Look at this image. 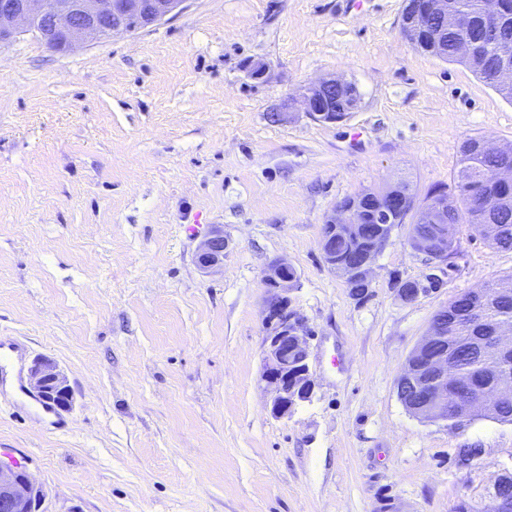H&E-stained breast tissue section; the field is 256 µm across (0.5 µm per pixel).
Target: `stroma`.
<instances>
[{
	"label": "stroma",
	"mask_w": 512,
	"mask_h": 512,
	"mask_svg": "<svg viewBox=\"0 0 512 512\" xmlns=\"http://www.w3.org/2000/svg\"><path fill=\"white\" fill-rule=\"evenodd\" d=\"M403 6L188 0L68 51L33 33L0 47V336L73 392L63 430L0 401V448L28 452L48 512H488L512 424L417 418L397 381L437 311L512 276V251L464 227L435 271L395 226L361 302L321 255L343 198L402 179L423 194L453 184L465 140L512 144V102L413 46ZM333 76L360 103L314 120L298 91ZM216 224L229 248L207 277L196 253ZM276 257L297 273L316 381L287 420L260 380ZM431 273L416 301L397 297L396 280Z\"/></svg>",
	"instance_id": "stroma-1"
}]
</instances>
